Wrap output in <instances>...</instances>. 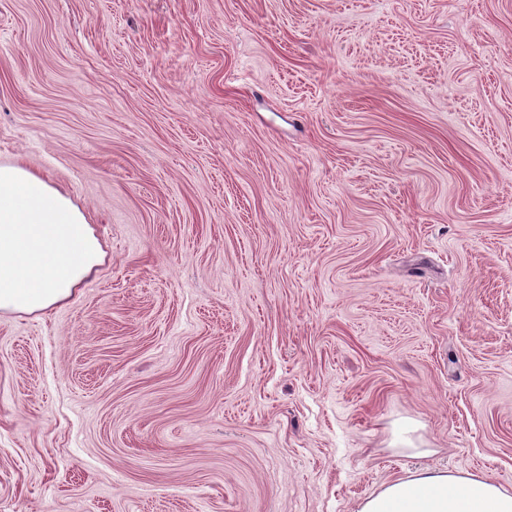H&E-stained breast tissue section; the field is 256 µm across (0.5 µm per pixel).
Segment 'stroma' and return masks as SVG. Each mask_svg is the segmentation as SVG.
Returning a JSON list of instances; mask_svg holds the SVG:
<instances>
[{
	"label": "stroma",
	"instance_id": "stroma-1",
	"mask_svg": "<svg viewBox=\"0 0 512 512\" xmlns=\"http://www.w3.org/2000/svg\"><path fill=\"white\" fill-rule=\"evenodd\" d=\"M107 257L0 315V512L512 491V0H0V164Z\"/></svg>",
	"mask_w": 512,
	"mask_h": 512
}]
</instances>
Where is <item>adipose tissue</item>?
I'll list each match as a JSON object with an SVG mask.
<instances>
[{"mask_svg": "<svg viewBox=\"0 0 512 512\" xmlns=\"http://www.w3.org/2000/svg\"><path fill=\"white\" fill-rule=\"evenodd\" d=\"M106 253L88 212L21 160L0 165V314L42 313L70 299ZM357 512H512V493L425 468L384 484Z\"/></svg>", "mask_w": 512, "mask_h": 512, "instance_id": "ef3b65f1", "label": "adipose tissue"}]
</instances>
